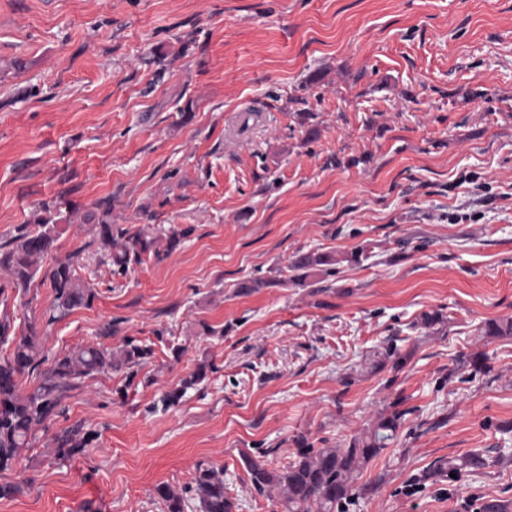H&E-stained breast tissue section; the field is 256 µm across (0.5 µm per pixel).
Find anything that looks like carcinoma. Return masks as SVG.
Segmentation results:
<instances>
[{
	"mask_svg": "<svg viewBox=\"0 0 512 512\" xmlns=\"http://www.w3.org/2000/svg\"><path fill=\"white\" fill-rule=\"evenodd\" d=\"M55 205L43 203L31 223L18 230L17 235L0 242V273L16 286L27 287L37 275L49 282L53 290L51 313L47 323L69 315L73 310L91 305L95 294L76 275L72 262L58 261L44 269L40 260L49 253L59 235L58 220L51 212ZM109 207L100 213H91L86 221L94 225L92 243L111 249L113 273L123 274L130 263H140L143 256L161 257L157 247L159 237L139 230L135 233L115 227L108 219ZM194 232L191 226L173 229L165 236L166 250L170 251ZM336 257L327 252H298L291 258L290 282L303 285L310 278H324L336 274ZM276 283L274 279L247 278L235 285L238 295H250ZM0 345L10 349L0 360V472L13 466L22 451L29 447L34 431L52 418L63 414V400L76 389L83 379L108 369H130L141 364L152 350L133 339H127L119 351L102 345H83L53 358L44 355L35 334L20 338L13 332L9 316L0 318ZM50 366L42 372L38 385L23 390L24 375L34 372L45 363ZM207 375L202 364L183 380L182 387L165 394L152 409H167L177 404L187 389L201 383ZM405 412L396 410L383 417L370 438L352 441L346 448H300L296 458L279 469L245 456L243 461L249 472L254 490L263 494L271 488L281 492L284 512H309V506L318 505V512H348L355 499L368 491L356 486L360 465L376 457L388 447L396 435L400 419ZM94 434L70 429L55 437L56 454L67 458L83 453L92 443ZM486 459L478 453L466 455L459 464L446 459L433 461L419 478L421 483H434L464 468L479 469ZM167 512H185L186 501L193 500L198 512H233L234 504L224 491V469L211 463L197 465L192 483L177 492L166 484L156 487Z\"/></svg>",
	"mask_w": 512,
	"mask_h": 512,
	"instance_id": "cac0c4a2",
	"label": "carcinoma"
}]
</instances>
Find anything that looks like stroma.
I'll use <instances>...</instances> for the list:
<instances>
[{"mask_svg":"<svg viewBox=\"0 0 512 512\" xmlns=\"http://www.w3.org/2000/svg\"><path fill=\"white\" fill-rule=\"evenodd\" d=\"M44 201L62 231L43 265L74 258L96 297L51 324L49 284L0 275V316L51 357L129 338L153 354L69 392L0 473L24 484L0 512H166L157 486L201 461L234 512H282L245 458L347 447L398 399L356 512L512 501V335L484 333L512 318V0H0V242ZM104 203L121 227L195 231L116 276L88 246ZM309 250L337 259L321 292L288 281ZM251 277L275 284L235 295ZM392 340L399 367L377 357ZM77 426L95 440L59 458ZM469 452L486 466L406 494ZM206 375L207 366L202 364L197 368V370L194 373H192L189 377L183 380L181 387L182 389L180 388L176 391L167 393L159 400L162 409H167L170 406L176 405L184 395L185 391L201 383L205 379Z\"/></svg>","mask_w":512,"mask_h":512,"instance_id":"35a3bbf8","label":"stroma"}]
</instances>
